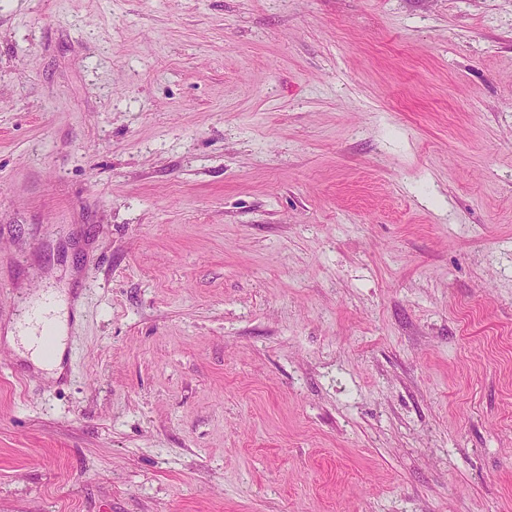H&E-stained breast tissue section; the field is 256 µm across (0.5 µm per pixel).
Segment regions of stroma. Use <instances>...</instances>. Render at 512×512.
I'll use <instances>...</instances> for the list:
<instances>
[{
	"instance_id": "stroma-1",
	"label": "stroma",
	"mask_w": 512,
	"mask_h": 512,
	"mask_svg": "<svg viewBox=\"0 0 512 512\" xmlns=\"http://www.w3.org/2000/svg\"><path fill=\"white\" fill-rule=\"evenodd\" d=\"M0 512H512V0H0ZM46 299L52 302L53 315L50 323L53 326V336H58L49 358H45L38 350L33 349V345L26 339L27 336H20L23 331L31 329L24 328V324L19 323L17 318L4 326L1 341L3 345L14 349L22 359L37 370L46 372L50 378H58L64 372L63 361L68 337V322L73 315L70 308L72 302L67 293L54 289L33 295L29 301L31 306L37 307L42 305Z\"/></svg>"
}]
</instances>
